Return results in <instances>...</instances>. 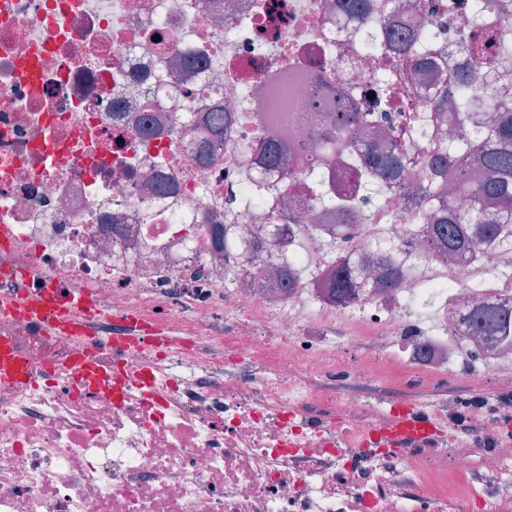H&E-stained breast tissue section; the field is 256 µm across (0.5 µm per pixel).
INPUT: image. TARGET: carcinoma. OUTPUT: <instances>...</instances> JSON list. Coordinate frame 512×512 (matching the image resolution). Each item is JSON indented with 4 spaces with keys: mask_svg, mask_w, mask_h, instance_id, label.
<instances>
[{
    "mask_svg": "<svg viewBox=\"0 0 512 512\" xmlns=\"http://www.w3.org/2000/svg\"><path fill=\"white\" fill-rule=\"evenodd\" d=\"M438 12L437 20L431 24L399 32L393 50L397 53L421 50L422 54L416 56L418 66L443 53L442 34L448 9L440 8ZM467 49L470 57L480 61L491 55L499 58L512 55V22L502 21L479 35H471ZM433 107L438 114L450 107L461 111L466 119L473 121V129L466 138L434 151L428 159L424 181L427 202L417 205L411 223L434 225L440 249L452 256H465L483 245L512 251V91L502 81V71L485 66L478 83L474 82L472 72H467L465 80L454 89L440 90ZM474 112L489 113V121L473 119ZM204 122L212 135L224 134V113L208 112ZM335 123L336 127L321 138V147L330 154L344 146L346 140L354 139L364 125L359 113L343 110L336 113ZM365 163L384 183L372 179L364 185L356 201L362 213L371 210L375 197L380 198L381 207L390 201L388 189L394 186L399 172L406 166L400 155L375 153L370 149L365 150ZM471 164L483 171V177L463 183V170ZM442 180L456 185L459 194L480 202L481 206L463 210L451 198L446 206L437 203L438 184ZM375 265L374 287H402L405 273L392 259H377ZM329 279L331 297L340 303L345 301L354 287L349 269L343 266L334 269ZM472 324L477 335L496 336L512 328V312L481 305L473 310Z\"/></svg>",
    "mask_w": 512,
    "mask_h": 512,
    "instance_id": "obj_1",
    "label": "carcinoma"
}]
</instances>
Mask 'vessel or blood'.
I'll use <instances>...</instances> for the list:
<instances>
[{
	"mask_svg": "<svg viewBox=\"0 0 512 512\" xmlns=\"http://www.w3.org/2000/svg\"><path fill=\"white\" fill-rule=\"evenodd\" d=\"M0 314L23 317L39 335L72 342L74 351L64 368L69 387L104 398L135 389L149 400L159 401L161 393L151 367L128 371L115 365L114 360L137 345L165 349L182 341L179 330L148 322L130 310L114 314L113 319L120 323L122 330L113 335L109 355H102L95 343L102 313L91 304L88 293L74 288H18L0 292ZM50 370V365L38 364L0 334L1 387L38 385ZM436 432L430 414L414 405L399 407L395 417L379 423L369 431L368 437L386 446L388 452L400 454L431 440Z\"/></svg>",
	"mask_w": 512,
	"mask_h": 512,
	"instance_id": "b4317fda",
	"label": "vessel or blood"
}]
</instances>
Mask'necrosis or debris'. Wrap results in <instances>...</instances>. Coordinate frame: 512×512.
I'll return each instance as SVG.
<instances>
[{
  "instance_id": "necrosis-or-debris-1",
  "label": "necrosis or debris",
  "mask_w": 512,
  "mask_h": 512,
  "mask_svg": "<svg viewBox=\"0 0 512 512\" xmlns=\"http://www.w3.org/2000/svg\"><path fill=\"white\" fill-rule=\"evenodd\" d=\"M0 0V225L17 270L40 284L87 290L105 313L136 309L178 328L185 343L135 349L166 388L157 408L138 395L110 404L68 391L63 380L0 387V512H469L459 478L480 470L510 492L490 512H512V439L502 423L512 396L471 416L468 406L432 409L440 425L470 419L489 447L474 457L461 439H440L398 457L367 447L365 431L393 412L391 396L366 395L392 371L411 387L473 373L499 376L512 344L475 341L465 313L475 304L512 308V251L444 257L428 228L408 223L429 155L415 130L467 133L456 112L431 123V94L470 57L459 27L485 17L459 0L433 68L413 57L391 71L361 51L360 20L342 0ZM368 24L381 49L407 22L425 24L438 0H371ZM328 77L341 103L390 114L361 140L412 163L390 205L365 221L355 206L323 216L315 180L349 194L368 175L327 156L308 87ZM224 107L223 138L205 159L190 120ZM279 144L268 168L261 143ZM282 190L279 222L290 238L269 249L265 213L248 212L250 185ZM232 231L230 244L217 237ZM393 250L416 281L370 291L372 259ZM358 287L327 297L338 261ZM289 266L291 287L268 278ZM419 298L430 318L400 310ZM16 346L63 365L70 342L0 318ZM291 337L289 346L278 339ZM240 355L229 360L225 345ZM347 380L346 389L331 379Z\"/></svg>"
}]
</instances>
